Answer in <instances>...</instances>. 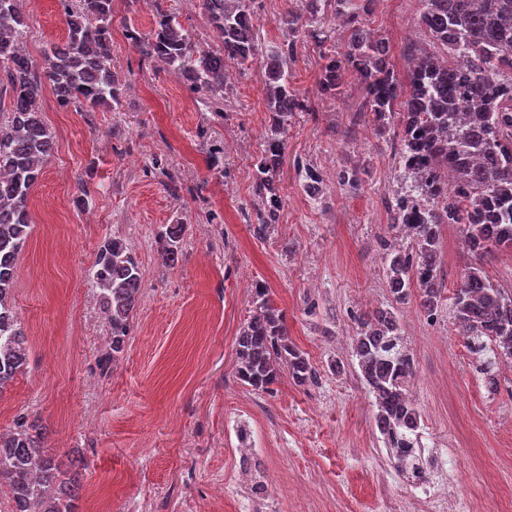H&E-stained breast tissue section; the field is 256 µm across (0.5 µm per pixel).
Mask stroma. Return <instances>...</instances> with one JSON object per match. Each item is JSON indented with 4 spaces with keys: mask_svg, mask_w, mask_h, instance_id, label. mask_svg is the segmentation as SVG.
<instances>
[{
    "mask_svg": "<svg viewBox=\"0 0 512 512\" xmlns=\"http://www.w3.org/2000/svg\"><path fill=\"white\" fill-rule=\"evenodd\" d=\"M155 0H113L112 65L124 85L118 110L60 106L51 90L40 99L55 149L30 197L34 229L17 261L13 300L27 333L28 364L0 392V430L18 416L40 417L46 446L80 461L79 512L105 504L131 512L141 500L153 512H187L208 504L224 480L238 441L229 418L249 417L264 480L277 493L274 512H427L399 472L375 427L372 399L354 373L333 375V359L349 360L355 317L387 304L380 240L390 238L385 201L402 169L398 141L379 137L358 117L366 90L348 76L341 96L321 100L320 49L297 44L292 83L316 109L295 114L276 173L284 196L280 222L256 238L241 210L251 207V171L267 125L260 64L234 72L225 117L213 116L183 80L144 57L127 27L149 32ZM193 43L217 47L199 5L164 0ZM26 51L42 62L65 39L58 0H25ZM418 0H376L372 28L389 46V64L405 77L406 45L427 43ZM224 149V168L209 149ZM367 164L359 191L336 181L344 166ZM318 169L324 203L303 194L301 171ZM181 183L171 195L163 168ZM187 227L182 256L163 264L154 237L161 225ZM124 238L142 267L137 315L125 350L100 375L103 315L88 273L105 237ZM460 229L442 228L443 289L452 293L469 257ZM266 282L283 310L289 337L317 369V383L288 378L258 394L235 375V338L252 313L250 287ZM402 329L416 364L412 395L431 464L453 478L455 508L479 500L483 512H512V463L499 460L512 442V370L488 393L475 357L447 311L429 318L405 305ZM100 399L88 428L76 414L86 389Z\"/></svg>",
    "mask_w": 512,
    "mask_h": 512,
    "instance_id": "1",
    "label": "stroma"
}]
</instances>
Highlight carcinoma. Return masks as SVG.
<instances>
[{"label": "carcinoma", "mask_w": 512, "mask_h": 512, "mask_svg": "<svg viewBox=\"0 0 512 512\" xmlns=\"http://www.w3.org/2000/svg\"><path fill=\"white\" fill-rule=\"evenodd\" d=\"M67 36L36 65L24 50L28 21L23 0H0V391L27 363V337L12 302L16 261L30 234V194L54 150V138L42 119L39 101L50 87L62 106L116 108L122 88L112 71V0H60ZM418 23L441 53L413 47L404 81L387 62V42L368 27L375 0H334L345 23L346 50L327 51L318 92L335 98L345 74L357 72L366 83L368 117L378 133L400 126L399 162L434 201L427 220L417 221L409 202L396 195L388 204L389 228L404 243L381 242L387 305L356 320L351 357L357 376L375 399V424L398 466L420 433L406 420L405 406L416 373L413 354L402 334V306L412 298L427 316L438 313L442 289L441 228L458 224L471 256L452 297L455 324L469 351L480 358L478 372L488 392L498 390L501 362L512 363V289L493 282L483 268L493 249L512 250V0H419ZM256 0H199L209 24L221 35L218 49L192 44L175 16L156 7L147 33L126 28L129 44L218 107L230 90L229 69L262 59L265 69L269 133L252 167L254 213L243 212L262 238L279 223L284 198L276 171L286 146L288 122L307 112L306 99L293 87L288 65L300 37L321 46L328 35L319 24L326 0H304L281 18L283 39L259 54L254 37ZM403 111H395L396 101ZM363 169L344 168L338 184L360 188ZM301 186L315 202L323 198V178L304 168ZM186 225L164 224L157 244L164 265L182 254ZM90 279L111 336L108 364L122 353L137 307L142 271L133 250L108 237L98 248ZM268 286H251L254 314L236 336V376L254 391L268 392L282 374L297 386L318 380L306 354L288 337L285 314L273 306ZM82 489L78 472L50 454L45 426L23 416L14 430L0 433V493L8 494V512H78Z\"/></svg>", "instance_id": "cac0c4a2"}]
</instances>
